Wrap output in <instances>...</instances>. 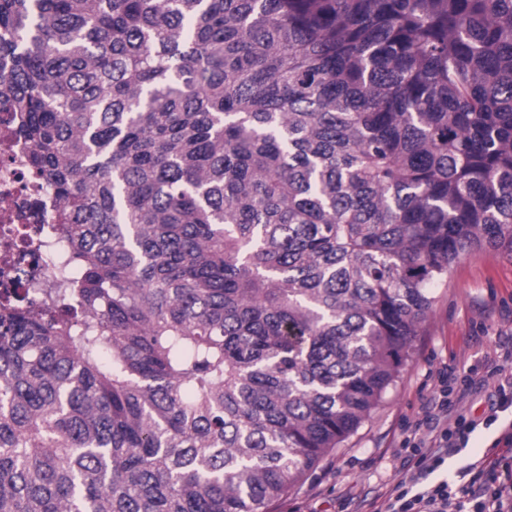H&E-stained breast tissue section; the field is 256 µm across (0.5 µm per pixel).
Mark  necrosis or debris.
<instances>
[{
	"mask_svg": "<svg viewBox=\"0 0 512 512\" xmlns=\"http://www.w3.org/2000/svg\"><path fill=\"white\" fill-rule=\"evenodd\" d=\"M18 113L0 111V291L18 271L37 286L59 282L65 242L55 240L60 203L28 168L31 146L19 137Z\"/></svg>",
	"mask_w": 512,
	"mask_h": 512,
	"instance_id": "necrosis-or-debris-1",
	"label": "necrosis or debris"
}]
</instances>
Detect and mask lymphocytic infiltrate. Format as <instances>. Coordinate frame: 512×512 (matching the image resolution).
Here are the masks:
<instances>
[{"label":"lymphocytic infiltrate","mask_w":512,"mask_h":512,"mask_svg":"<svg viewBox=\"0 0 512 512\" xmlns=\"http://www.w3.org/2000/svg\"><path fill=\"white\" fill-rule=\"evenodd\" d=\"M509 363L512 336L500 339L491 355L466 370L451 366L441 372L429 400L430 414L410 429L404 442L408 477L390 489L385 512H512V421L498 422L501 413L512 411L511 380L497 384L490 397L489 415L481 424L497 426L498 434L483 455L464 468L463 483L431 479L481 425L452 415V408Z\"/></svg>","instance_id":"f902f5d3"}]
</instances>
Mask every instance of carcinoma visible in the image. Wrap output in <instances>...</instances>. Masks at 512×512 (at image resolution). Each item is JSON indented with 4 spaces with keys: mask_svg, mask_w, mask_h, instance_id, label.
<instances>
[{
    "mask_svg": "<svg viewBox=\"0 0 512 512\" xmlns=\"http://www.w3.org/2000/svg\"><path fill=\"white\" fill-rule=\"evenodd\" d=\"M77 276L0 306V512H268L512 254V0H0Z\"/></svg>",
    "mask_w": 512,
    "mask_h": 512,
    "instance_id": "obj_1",
    "label": "carcinoma"
}]
</instances>
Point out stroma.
I'll use <instances>...</instances> for the list:
<instances>
[{"label":"stroma","mask_w":512,"mask_h":512,"mask_svg":"<svg viewBox=\"0 0 512 512\" xmlns=\"http://www.w3.org/2000/svg\"><path fill=\"white\" fill-rule=\"evenodd\" d=\"M435 301L396 385L346 448L326 455L270 512H383L400 479L406 430L445 367L459 369L512 334V256L486 250L462 256L433 290Z\"/></svg>","instance_id":"obj_1"}]
</instances>
